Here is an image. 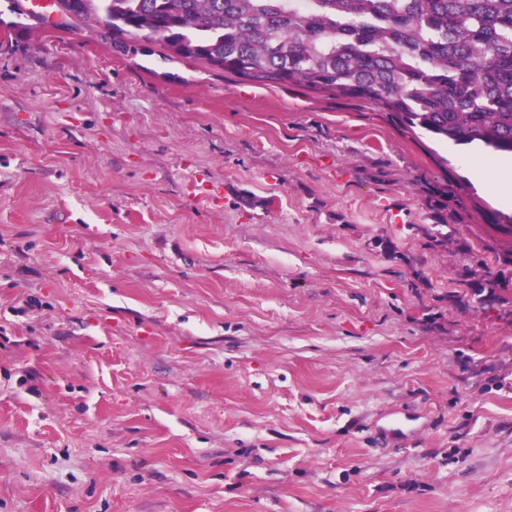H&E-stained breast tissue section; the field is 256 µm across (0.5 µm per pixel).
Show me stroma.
<instances>
[{
    "label": "stroma",
    "instance_id": "35a3bbf8",
    "mask_svg": "<svg viewBox=\"0 0 512 512\" xmlns=\"http://www.w3.org/2000/svg\"><path fill=\"white\" fill-rule=\"evenodd\" d=\"M0 0V512H512V215L365 101Z\"/></svg>",
    "mask_w": 512,
    "mask_h": 512
}]
</instances>
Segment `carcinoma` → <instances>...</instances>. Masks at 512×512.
Instances as JSON below:
<instances>
[{"mask_svg":"<svg viewBox=\"0 0 512 512\" xmlns=\"http://www.w3.org/2000/svg\"><path fill=\"white\" fill-rule=\"evenodd\" d=\"M112 40L260 84L363 99L409 130L512 154V0H57Z\"/></svg>","mask_w":512,"mask_h":512,"instance_id":"obj_1","label":"carcinoma"}]
</instances>
